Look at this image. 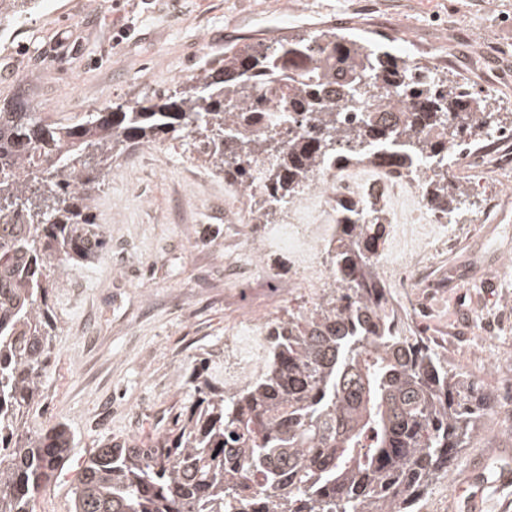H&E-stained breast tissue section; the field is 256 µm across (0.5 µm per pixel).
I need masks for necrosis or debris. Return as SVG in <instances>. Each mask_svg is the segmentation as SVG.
<instances>
[{"label":"necrosis or debris","mask_w":512,"mask_h":512,"mask_svg":"<svg viewBox=\"0 0 512 512\" xmlns=\"http://www.w3.org/2000/svg\"><path fill=\"white\" fill-rule=\"evenodd\" d=\"M422 170L394 171L385 159H353L317 173L311 184L288 207L289 221L270 225L264 232L268 245L287 252L292 269L290 288H314L335 276L330 251L337 229V207L367 198L386 205L392 227L377 265L392 278L403 279L426 264L450 236L449 218L422 207ZM264 321L246 318L233 328L238 355L224 365V386L247 383L264 366L267 342Z\"/></svg>","instance_id":"4bbe7bcc"}]
</instances>
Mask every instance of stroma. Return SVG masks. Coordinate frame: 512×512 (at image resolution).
Masks as SVG:
<instances>
[{
	"instance_id": "obj_1",
	"label": "stroma",
	"mask_w": 512,
	"mask_h": 512,
	"mask_svg": "<svg viewBox=\"0 0 512 512\" xmlns=\"http://www.w3.org/2000/svg\"><path fill=\"white\" fill-rule=\"evenodd\" d=\"M132 33L121 44L122 28ZM319 30L363 34L388 51L447 73L481 92L494 127L512 131V0H39L23 21L0 28V100L22 95L53 118L134 101L195 75L226 48ZM455 156L453 218L458 241L395 289L415 301L421 281L438 293L414 316L448 368L499 386L512 368V182L485 183ZM223 177L178 141L139 145L112 166L95 198L111 251L74 265L52 298L56 357L27 425L66 424L74 461L109 443L150 438L187 402L185 376L207 358L223 377L236 358L224 323L229 310L264 312L262 293L224 280L248 231L247 196L228 208ZM512 420L479 424L448 477L447 512H512ZM487 478L477 488L471 468Z\"/></svg>"
}]
</instances>
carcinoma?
<instances>
[{
  "label": "carcinoma",
  "instance_id": "carcinoma-1",
  "mask_svg": "<svg viewBox=\"0 0 512 512\" xmlns=\"http://www.w3.org/2000/svg\"><path fill=\"white\" fill-rule=\"evenodd\" d=\"M35 6L0 0V22ZM490 116L448 76L335 31L231 48L222 67L64 120L23 97L1 103L0 512H33L73 447L64 424L32 433L26 416L54 355L57 273L108 248L93 201L112 163L188 140L247 192L252 223L270 224L324 162L443 160ZM449 181L439 164L424 182L431 209L455 210ZM368 215L343 208L336 288L270 323L259 374L228 393L207 364L192 368L190 401L154 438L88 457L71 512H420L498 398L396 320L374 263L383 225Z\"/></svg>",
  "mask_w": 512,
  "mask_h": 512
}]
</instances>
